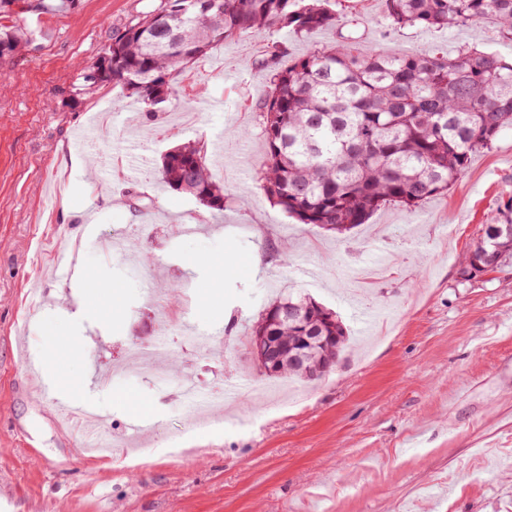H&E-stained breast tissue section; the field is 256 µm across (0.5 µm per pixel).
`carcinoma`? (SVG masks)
<instances>
[{"instance_id":"carcinoma-1","label":"carcinoma","mask_w":512,"mask_h":512,"mask_svg":"<svg viewBox=\"0 0 512 512\" xmlns=\"http://www.w3.org/2000/svg\"><path fill=\"white\" fill-rule=\"evenodd\" d=\"M18 2L0 0V60L33 42V33L14 21ZM384 16L393 29L492 18L503 36H512V0H385ZM338 22L332 0H159L113 30L102 55L81 65L72 96L110 84L142 111L155 112L178 95L176 77L228 41L259 29L306 37ZM286 55L278 41L264 50L268 93L258 109L266 153L258 180L300 224L341 235L386 204L418 207L447 192L475 151L512 129V62L497 53L450 58L424 49L385 56L343 37L280 64ZM160 175L209 210H224V184L213 178L203 143L189 140L166 151ZM483 232L481 244L462 258L467 278L490 265L485 253L498 246L512 252V214ZM325 314L305 323L332 337L324 345L298 347L300 332L284 330L276 377L312 382L336 367L349 331L336 312ZM299 349L306 371L288 363Z\"/></svg>"}]
</instances>
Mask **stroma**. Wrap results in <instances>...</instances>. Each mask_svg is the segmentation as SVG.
<instances>
[{"instance_id": "1", "label": "stroma", "mask_w": 512, "mask_h": 512, "mask_svg": "<svg viewBox=\"0 0 512 512\" xmlns=\"http://www.w3.org/2000/svg\"><path fill=\"white\" fill-rule=\"evenodd\" d=\"M61 2L44 0L45 24L22 15L35 39L0 61V512H512V274L469 279L460 264L512 205V129L444 195L381 208L337 236L288 217L255 175L264 45L279 41L294 59L338 30L227 42L189 96L150 115L108 85L72 99L71 84L156 0ZM336 9L382 55L512 58L489 19L395 30L383 0ZM103 109L109 128L75 147ZM187 140L205 143L223 211L161 182L162 155ZM77 240V266H56L52 243ZM207 254L236 272L215 281L198 263ZM288 292L332 309L351 333L321 380L264 379L249 355L246 333ZM188 323L208 343L185 336ZM65 335L77 348L62 358ZM129 363L140 372L123 374ZM55 383L65 403L103 416L120 452L77 453L79 430L41 399ZM187 385L237 394L201 422ZM140 443L157 454L129 458Z\"/></svg>"}]
</instances>
